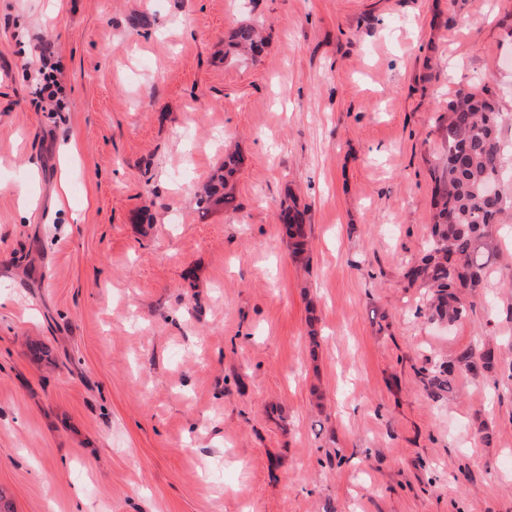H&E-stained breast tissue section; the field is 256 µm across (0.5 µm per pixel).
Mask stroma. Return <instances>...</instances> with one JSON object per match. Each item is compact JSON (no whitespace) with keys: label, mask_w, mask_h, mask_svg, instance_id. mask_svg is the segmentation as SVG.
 Wrapping results in <instances>:
<instances>
[{"label":"stroma","mask_w":512,"mask_h":512,"mask_svg":"<svg viewBox=\"0 0 512 512\" xmlns=\"http://www.w3.org/2000/svg\"><path fill=\"white\" fill-rule=\"evenodd\" d=\"M246 20L263 52L225 58ZM43 42L61 112L34 94ZM482 88L512 141V0H0L13 512H512V211L459 322L404 278L448 102ZM228 149L237 207L201 212ZM307 210L301 209L295 200L287 204L281 211V221L288 238L292 241L295 252H303L306 247L305 225ZM478 364L476 354L472 349L465 350L448 360V363L440 364L432 369L427 379L426 387L432 395L453 390L455 371L460 368H469Z\"/></svg>","instance_id":"obj_1"}]
</instances>
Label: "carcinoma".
<instances>
[{
    "label": "carcinoma",
    "instance_id": "cac0c4a2",
    "mask_svg": "<svg viewBox=\"0 0 512 512\" xmlns=\"http://www.w3.org/2000/svg\"><path fill=\"white\" fill-rule=\"evenodd\" d=\"M263 48L260 28L245 23L236 28L225 54H258ZM448 154L445 177L435 190L433 200L432 243L426 254L407 273L410 286L424 289V311L431 320L450 325L467 312L459 293H474L488 275L497 243L493 227L512 200L500 193L487 192L491 183L505 176L506 159L512 146L503 141L501 125L504 117L487 99L468 94L448 104ZM239 158L224 157L210 180L197 195V206L203 212L213 208H236L229 181L237 171ZM307 210L296 201L285 205L281 221L295 251L306 247ZM481 365L490 369L494 355L486 351L476 355L465 350L432 369L426 387L433 395L453 390L455 371Z\"/></svg>",
    "mask_w": 512,
    "mask_h": 512
}]
</instances>
